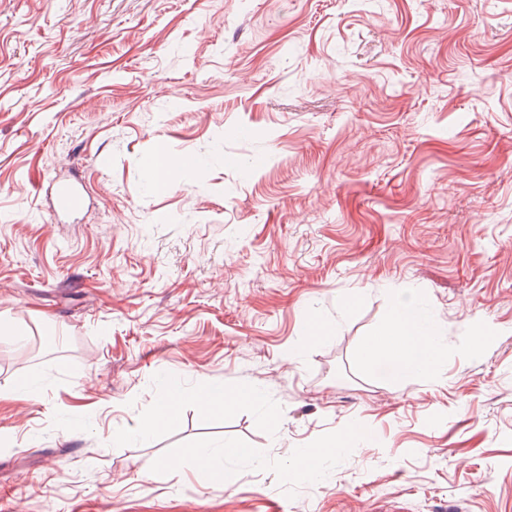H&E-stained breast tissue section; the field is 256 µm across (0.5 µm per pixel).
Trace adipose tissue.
I'll return each mask as SVG.
<instances>
[{"instance_id":"ef3b65f1","label":"adipose tissue","mask_w":512,"mask_h":512,"mask_svg":"<svg viewBox=\"0 0 512 512\" xmlns=\"http://www.w3.org/2000/svg\"><path fill=\"white\" fill-rule=\"evenodd\" d=\"M418 300L401 291L381 338L365 348L369 363H386L399 377L432 376L441 367V349L425 333L417 317Z\"/></svg>"}]
</instances>
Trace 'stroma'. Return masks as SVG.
<instances>
[{
    "label": "stroma",
    "mask_w": 512,
    "mask_h": 512,
    "mask_svg": "<svg viewBox=\"0 0 512 512\" xmlns=\"http://www.w3.org/2000/svg\"><path fill=\"white\" fill-rule=\"evenodd\" d=\"M403 289L440 376L364 359ZM0 316V512H512V0H0ZM86 205V192L73 183L57 184L54 193L56 212L72 215L81 211ZM257 397V389L250 384H241L232 389L213 385L198 398L199 402L211 412L224 413L235 407L253 402Z\"/></svg>",
    "instance_id": "1"
}]
</instances>
